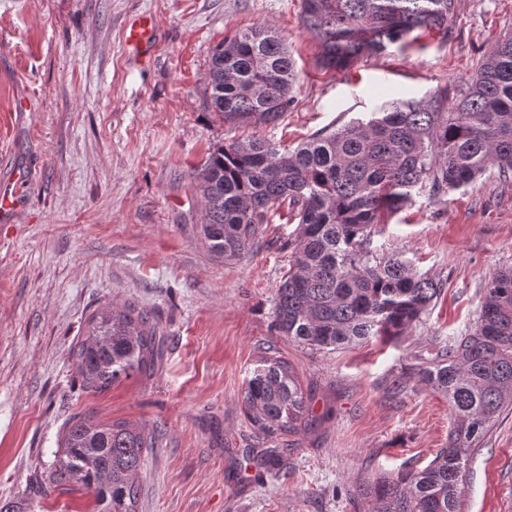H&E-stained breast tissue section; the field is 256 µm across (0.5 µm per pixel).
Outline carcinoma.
I'll use <instances>...</instances> for the list:
<instances>
[{
	"instance_id": "cac0c4a2",
	"label": "carcinoma",
	"mask_w": 512,
	"mask_h": 512,
	"mask_svg": "<svg viewBox=\"0 0 512 512\" xmlns=\"http://www.w3.org/2000/svg\"><path fill=\"white\" fill-rule=\"evenodd\" d=\"M454 0H301L302 27L319 44L317 65L343 72L422 33L448 36ZM294 60L269 25L238 30L212 50L207 108L231 127L277 124L293 103ZM512 173V30L481 66L428 100L395 99L367 119L313 135L280 151L251 135L215 148L194 174L205 206L200 232L210 251L242 254L271 211L287 207L297 228L288 273L279 284L274 329L324 349L394 338L420 321L441 284L396 254L372 247L374 226L400 211L412 191L436 195L467 186L488 170ZM70 350L89 392L153 372L158 327L132 304H108L87 319ZM448 398V447L420 470L384 472L360 482L363 512H463L469 462L512 410V268L484 284L468 333L420 369ZM248 416L263 432L309 425L302 385L288 362L262 358L244 391ZM153 436L125 421L77 415L48 466L47 488L78 487L92 512H138V474Z\"/></svg>"
}]
</instances>
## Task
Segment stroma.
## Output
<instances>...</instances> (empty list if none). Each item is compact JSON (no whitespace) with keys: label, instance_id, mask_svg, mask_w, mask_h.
Here are the masks:
<instances>
[{"label":"stroma","instance_id":"1","mask_svg":"<svg viewBox=\"0 0 512 512\" xmlns=\"http://www.w3.org/2000/svg\"><path fill=\"white\" fill-rule=\"evenodd\" d=\"M157 31L152 55L125 44L130 18ZM279 30L295 60V101L279 124L234 128L210 114L205 73L225 35ZM512 27V0H456L448 36L320 70L300 0H0V193L26 173L0 221V499L29 512H91L90 495L44 478L71 419L145 426L155 445L139 512H359L354 491L381 471L424 468L448 445V400L419 370L474 326L483 286L512 268V176L412 201L373 245L441 283L396 339L316 350L272 329L297 224L279 209L238 257L211 253L191 172L217 146L258 134L293 148L391 98L426 99L468 78ZM135 303L158 323L161 363L86 392L69 355L88 316ZM287 360L315 418L267 436L244 390L264 354ZM278 449L267 470L246 449ZM464 512H512V414L469 463Z\"/></svg>","mask_w":512,"mask_h":512}]
</instances>
